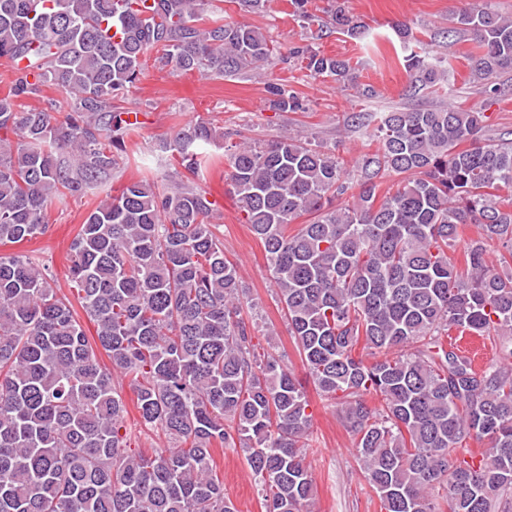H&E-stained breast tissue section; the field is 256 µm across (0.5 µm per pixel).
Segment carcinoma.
Segmentation results:
<instances>
[{"label":"carcinoma","mask_w":512,"mask_h":512,"mask_svg":"<svg viewBox=\"0 0 512 512\" xmlns=\"http://www.w3.org/2000/svg\"><path fill=\"white\" fill-rule=\"evenodd\" d=\"M213 2L0 0V59L13 66L0 96V245L44 234L48 203L110 178L136 130L115 99L146 53L205 80L272 64L273 41ZM287 2L312 40L364 34L345 0H328L323 18ZM453 21L442 38L472 36L470 79L498 94L512 16L473 0ZM396 33L406 95L446 103L351 113L379 142L353 173L300 135L224 153L307 381L259 352L242 316L246 288L208 221L217 204L194 181L218 136L210 122L162 145L188 178L133 181L81 224L68 275L94 337L50 273L0 255V512H238L214 467L217 448L237 446L265 512H303L308 382L334 401L384 512H512V141L485 142V113L448 88V58ZM289 55L313 77L355 81L350 60L311 43ZM48 84L57 114L20 108ZM268 94L274 112L306 111L285 84ZM391 175L403 179L380 194ZM469 224L458 261L450 250ZM451 329L499 340L495 363L476 368L444 341ZM117 375L164 447L129 449Z\"/></svg>","instance_id":"1"}]
</instances>
